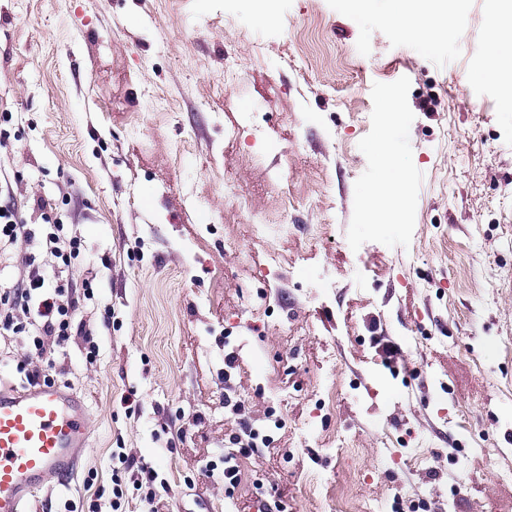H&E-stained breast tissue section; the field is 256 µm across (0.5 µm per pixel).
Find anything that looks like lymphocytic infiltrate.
<instances>
[{
    "label": "lymphocytic infiltrate",
    "instance_id": "f902f5d3",
    "mask_svg": "<svg viewBox=\"0 0 512 512\" xmlns=\"http://www.w3.org/2000/svg\"><path fill=\"white\" fill-rule=\"evenodd\" d=\"M46 241L56 261L53 269L33 264L21 281H0V335L33 339L23 370V381L29 385L45 380L47 370L55 368L53 351L71 338L79 301L93 291L90 281L76 285L66 274L80 252L77 239L65 242L50 235Z\"/></svg>",
    "mask_w": 512,
    "mask_h": 512
}]
</instances>
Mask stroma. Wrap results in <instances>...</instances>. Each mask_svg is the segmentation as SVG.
<instances>
[{
	"label": "stroma",
	"instance_id": "1",
	"mask_svg": "<svg viewBox=\"0 0 512 512\" xmlns=\"http://www.w3.org/2000/svg\"><path fill=\"white\" fill-rule=\"evenodd\" d=\"M495 7L430 48L393 0H0V201L80 238L95 293L96 359L71 337L54 376L92 446L30 512H109L118 448L161 512H512V111L472 77ZM391 148V143L388 139L380 142L379 150L383 157V174L370 195V201L373 206H376L385 199L387 193L395 190L399 184V175L391 156ZM118 461L121 464V467H114L112 470V491L113 494L115 495V498L120 499V492L122 495V489L120 487L122 482V471L127 470L131 471L132 473L136 472L137 475L140 477H138V479L136 480L138 481L136 489L143 490L144 493V495L141 496V501L144 502L147 506H149L150 509L155 508L153 504L156 498L155 481L157 479V476L155 475L151 467H148L147 464H143L141 461H139L133 455L130 454H119Z\"/></svg>",
	"mask_w": 512,
	"mask_h": 512
}]
</instances>
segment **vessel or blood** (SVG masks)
Returning a JSON list of instances; mask_svg holds the SVG:
<instances>
[{
	"label": "vessel or blood",
	"mask_w": 512,
	"mask_h": 512,
	"mask_svg": "<svg viewBox=\"0 0 512 512\" xmlns=\"http://www.w3.org/2000/svg\"><path fill=\"white\" fill-rule=\"evenodd\" d=\"M90 446L87 404L72 388L0 386V512H28L49 482L74 474Z\"/></svg>",
	"instance_id": "vessel-or-blood-1"
}]
</instances>
